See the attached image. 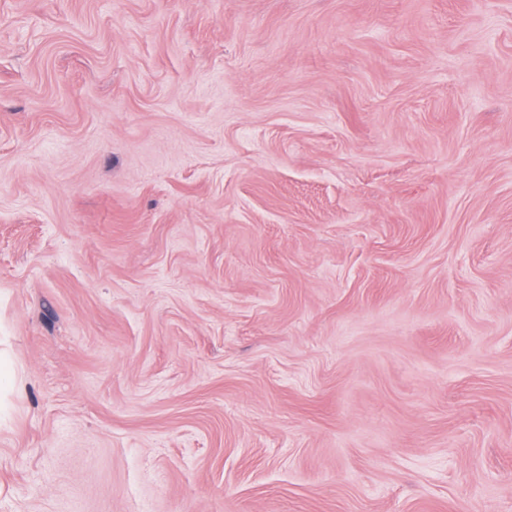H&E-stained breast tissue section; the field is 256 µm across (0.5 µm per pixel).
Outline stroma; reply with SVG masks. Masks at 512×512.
Returning a JSON list of instances; mask_svg holds the SVG:
<instances>
[{
	"mask_svg": "<svg viewBox=\"0 0 512 512\" xmlns=\"http://www.w3.org/2000/svg\"><path fill=\"white\" fill-rule=\"evenodd\" d=\"M0 512H512V0H0Z\"/></svg>",
	"mask_w": 512,
	"mask_h": 512,
	"instance_id": "obj_1",
	"label": "stroma"
}]
</instances>
